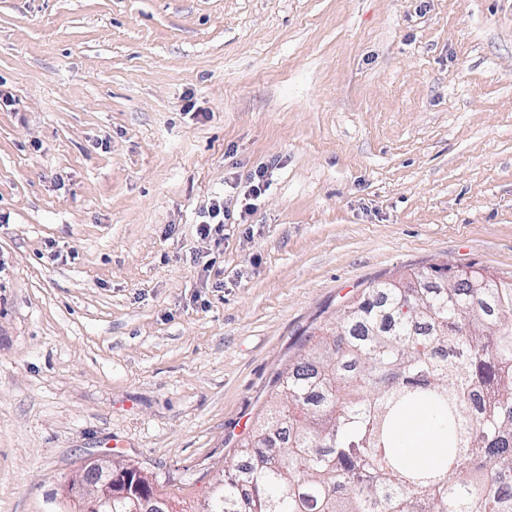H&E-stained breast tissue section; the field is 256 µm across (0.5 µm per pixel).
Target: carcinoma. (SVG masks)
I'll use <instances>...</instances> for the list:
<instances>
[{"label":"carcinoma","mask_w":512,"mask_h":512,"mask_svg":"<svg viewBox=\"0 0 512 512\" xmlns=\"http://www.w3.org/2000/svg\"><path fill=\"white\" fill-rule=\"evenodd\" d=\"M410 284L370 285L308 335L202 512H512V282L436 265ZM425 410L435 452L401 451ZM133 494L104 512H136Z\"/></svg>","instance_id":"obj_1"}]
</instances>
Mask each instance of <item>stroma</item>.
I'll return each instance as SVG.
<instances>
[{
    "label": "stroma",
    "mask_w": 512,
    "mask_h": 512,
    "mask_svg": "<svg viewBox=\"0 0 512 512\" xmlns=\"http://www.w3.org/2000/svg\"><path fill=\"white\" fill-rule=\"evenodd\" d=\"M3 94L0 512L99 459L200 512L371 282L512 278V0H0ZM203 220L198 225L200 235L204 238H218L224 237V224H236V217L234 212L224 206V199L216 198L210 203L206 211L203 212ZM232 220V221H231Z\"/></svg>",
    "instance_id": "obj_1"
}]
</instances>
